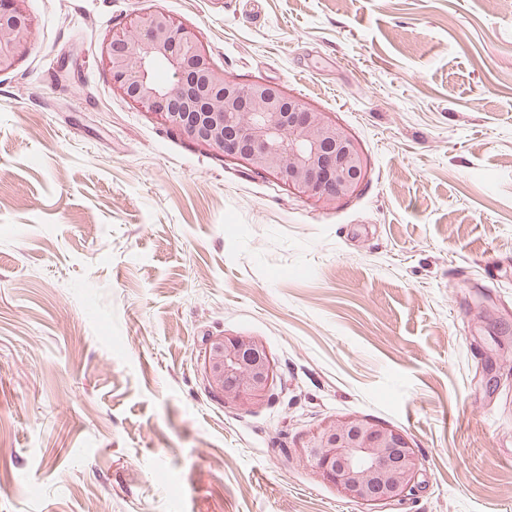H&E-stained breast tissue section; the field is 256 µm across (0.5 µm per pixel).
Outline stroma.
Wrapping results in <instances>:
<instances>
[{
	"instance_id": "35a3bbf8",
	"label": "stroma",
	"mask_w": 512,
	"mask_h": 512,
	"mask_svg": "<svg viewBox=\"0 0 512 512\" xmlns=\"http://www.w3.org/2000/svg\"><path fill=\"white\" fill-rule=\"evenodd\" d=\"M0 73V512H362L305 463L321 424L398 430L378 512H512V0H28ZM161 9L225 76L329 113L367 161L325 209L112 87ZM271 397L225 408L212 336ZM273 367L265 346L250 336H212L204 349V381L224 406L247 409L270 398Z\"/></svg>"
}]
</instances>
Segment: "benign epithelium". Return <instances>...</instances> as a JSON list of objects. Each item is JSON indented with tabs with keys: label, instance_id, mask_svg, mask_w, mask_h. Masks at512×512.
Returning a JSON list of instances; mask_svg holds the SVG:
<instances>
[{
	"label": "benign epithelium",
	"instance_id": "obj_1",
	"mask_svg": "<svg viewBox=\"0 0 512 512\" xmlns=\"http://www.w3.org/2000/svg\"><path fill=\"white\" fill-rule=\"evenodd\" d=\"M27 0H0V72L33 42ZM112 86L196 144L218 149L254 174L272 175L325 206L354 195L364 157L350 133L265 82L224 77L196 31L163 10L114 33L106 50ZM273 367L250 336H212L204 381L224 406L270 398ZM301 456L344 496L365 505L402 503L415 492L422 460L397 430L366 420H333L312 432Z\"/></svg>",
	"mask_w": 512,
	"mask_h": 512
}]
</instances>
